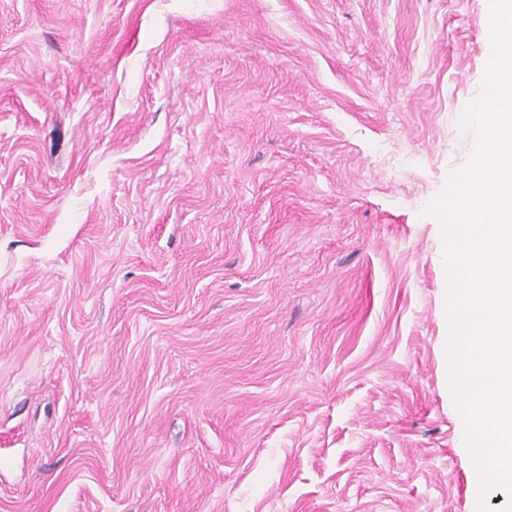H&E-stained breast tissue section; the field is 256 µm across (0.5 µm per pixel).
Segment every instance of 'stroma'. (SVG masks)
<instances>
[{"instance_id": "1", "label": "stroma", "mask_w": 512, "mask_h": 512, "mask_svg": "<svg viewBox=\"0 0 512 512\" xmlns=\"http://www.w3.org/2000/svg\"><path fill=\"white\" fill-rule=\"evenodd\" d=\"M489 0H0V512H477L427 207Z\"/></svg>"}]
</instances>
